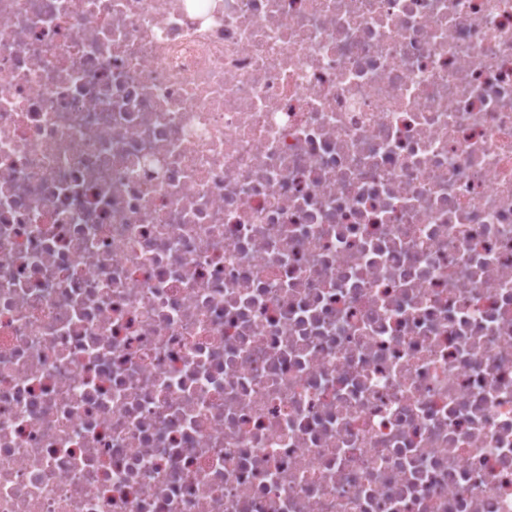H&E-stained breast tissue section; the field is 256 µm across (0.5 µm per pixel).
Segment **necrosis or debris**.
<instances>
[{
    "label": "necrosis or debris",
    "mask_w": 512,
    "mask_h": 512,
    "mask_svg": "<svg viewBox=\"0 0 512 512\" xmlns=\"http://www.w3.org/2000/svg\"><path fill=\"white\" fill-rule=\"evenodd\" d=\"M0 512H512V0H0Z\"/></svg>",
    "instance_id": "1"
}]
</instances>
